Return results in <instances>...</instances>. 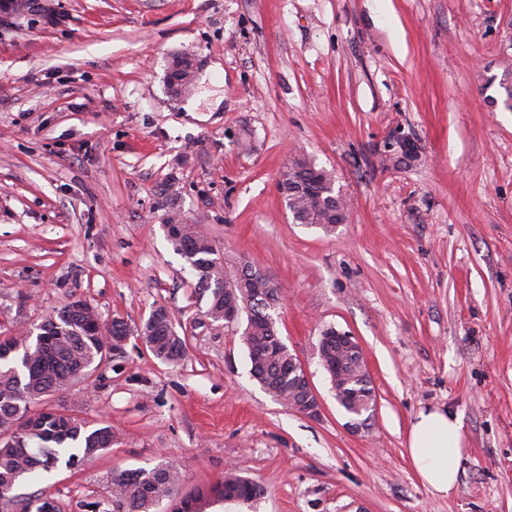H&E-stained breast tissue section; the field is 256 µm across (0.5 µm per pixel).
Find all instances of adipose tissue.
Returning <instances> with one entry per match:
<instances>
[{
  "label": "adipose tissue",
  "mask_w": 512,
  "mask_h": 512,
  "mask_svg": "<svg viewBox=\"0 0 512 512\" xmlns=\"http://www.w3.org/2000/svg\"><path fill=\"white\" fill-rule=\"evenodd\" d=\"M462 425L457 417L439 407L420 410L411 420L407 445L418 478L434 496L454 494L456 462L463 451Z\"/></svg>",
  "instance_id": "1"
}]
</instances>
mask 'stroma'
<instances>
[{
  "label": "stroma",
  "instance_id": "stroma-1",
  "mask_svg": "<svg viewBox=\"0 0 512 512\" xmlns=\"http://www.w3.org/2000/svg\"><path fill=\"white\" fill-rule=\"evenodd\" d=\"M196 78L168 88L172 59ZM215 112H187L210 62ZM512 0H30L0 12V332L26 333L79 296L103 323L166 308L169 365L127 344L41 405L111 426L97 458L23 481L62 512H112L115 472L162 461L182 493L226 467L264 493L202 512H512ZM349 203L332 232L297 223L278 184L292 160ZM183 223L274 279L283 342L321 399L309 418L250 374L239 332L166 238ZM358 342L376 395L352 429L320 363L323 329ZM460 417L456 492L415 474L421 409Z\"/></svg>",
  "mask_w": 512,
  "mask_h": 512
}]
</instances>
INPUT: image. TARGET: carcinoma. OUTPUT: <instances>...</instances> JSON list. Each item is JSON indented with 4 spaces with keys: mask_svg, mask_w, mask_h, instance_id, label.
Here are the masks:
<instances>
[{
    "mask_svg": "<svg viewBox=\"0 0 512 512\" xmlns=\"http://www.w3.org/2000/svg\"><path fill=\"white\" fill-rule=\"evenodd\" d=\"M296 177L309 182L312 197L294 198L288 203L295 220L332 231L336 201L331 174L303 157ZM178 193L174 183L164 189L168 223H180ZM180 237H168L196 277L195 287L207 297L203 316L214 321L224 314V279L237 283L238 293L250 298L248 329L242 341L248 349L251 371L262 388L289 406L298 401L294 376L288 374L291 354L270 320V303H278L281 289L271 288L249 267H241L215 250L212 241L196 232L191 224L180 228ZM95 308L81 298H71L37 327L36 336H0V512H41L44 503L15 494L17 485L39 469L47 470L65 461L71 466L91 460L109 448L112 428H96L72 414H48L31 407L45 395L60 394L87 379L102 363L105 337L127 335L128 324L115 318L109 325L94 321ZM147 348L160 361L178 363L186 353L184 338L177 333L168 310L158 308L145 337ZM327 373L335 387L342 389L339 404L350 415L360 418L370 412L375 396L362 363L346 351L327 360ZM180 469L165 462L151 468L120 471L112 477V512H151L164 500L172 512H187L191 501H250L264 494V488L236 472L193 496H178Z\"/></svg>",
    "mask_w": 512,
    "mask_h": 512,
    "instance_id": "cac0c4a2",
    "label": "carcinoma"
}]
</instances>
